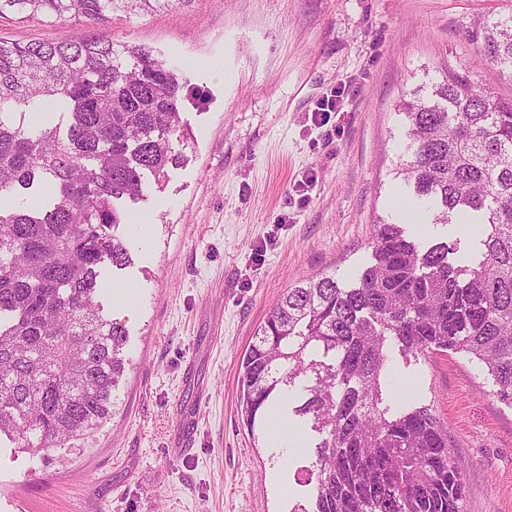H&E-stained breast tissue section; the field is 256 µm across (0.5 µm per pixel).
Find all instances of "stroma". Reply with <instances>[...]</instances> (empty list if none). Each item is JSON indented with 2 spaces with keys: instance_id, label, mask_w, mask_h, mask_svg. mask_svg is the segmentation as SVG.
Returning <instances> with one entry per match:
<instances>
[{
  "instance_id": "obj_1",
  "label": "stroma",
  "mask_w": 512,
  "mask_h": 512,
  "mask_svg": "<svg viewBox=\"0 0 512 512\" xmlns=\"http://www.w3.org/2000/svg\"><path fill=\"white\" fill-rule=\"evenodd\" d=\"M512 0H193L153 18L112 20L118 44L150 47L183 87L184 158L137 199L118 201L134 259L104 265L105 313L129 335L124 374L102 425L46 457L0 440V512H293L309 505L320 436L286 448L252 439L238 403L243 355L268 310L298 281L345 286L373 264L376 224H396L408 123L396 103L443 71L466 70L512 97L471 34ZM335 98L328 123L315 111ZM448 260L481 258L472 225L410 224ZM192 365L194 379L183 375ZM392 413L426 406L465 466L462 512H512V409L462 352L392 349ZM197 415L186 456L170 440Z\"/></svg>"
}]
</instances>
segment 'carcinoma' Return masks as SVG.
Returning a JSON list of instances; mask_svg holds the SVG:
<instances>
[{
  "label": "carcinoma",
  "instance_id": "obj_1",
  "mask_svg": "<svg viewBox=\"0 0 512 512\" xmlns=\"http://www.w3.org/2000/svg\"><path fill=\"white\" fill-rule=\"evenodd\" d=\"M171 0H0V18L68 25L52 41L0 40V436L32 455L96 429L112 413L124 371L123 323L101 313L99 266L131 264L112 233L114 201L135 198L145 174L162 182L182 158L181 85L145 46L119 45L112 15L155 16ZM480 59L512 80V14L475 32ZM71 107L66 135L35 120ZM409 156L397 174L424 199L433 224L482 214L484 258L448 262L422 252L398 224L374 230V264L354 288L336 278L286 289L241 362L239 406L253 439L310 375L308 417L322 439L312 506L293 512H460L463 467L429 407L397 415L382 390L389 351L455 350L483 366L490 395L512 408V99L452 71L401 101ZM39 179L53 197L9 204Z\"/></svg>",
  "mask_w": 512,
  "mask_h": 512
}]
</instances>
